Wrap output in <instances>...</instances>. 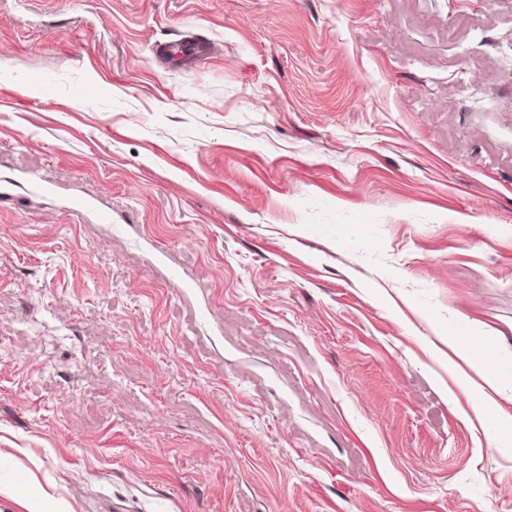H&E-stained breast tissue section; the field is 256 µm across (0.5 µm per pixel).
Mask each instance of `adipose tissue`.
Instances as JSON below:
<instances>
[{
  "label": "adipose tissue",
  "mask_w": 512,
  "mask_h": 512,
  "mask_svg": "<svg viewBox=\"0 0 512 512\" xmlns=\"http://www.w3.org/2000/svg\"><path fill=\"white\" fill-rule=\"evenodd\" d=\"M479 339L480 335L476 332L464 342L452 336L448 339V347L456 356V364L476 371V378H464L460 385L461 392L472 408L490 413L487 437L491 443L497 444L512 439V413L505 411L497 401L498 395L503 392V384L478 352Z\"/></svg>",
  "instance_id": "adipose-tissue-1"
}]
</instances>
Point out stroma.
<instances>
[{"instance_id":"obj_1","label":"stroma","mask_w":512,"mask_h":512,"mask_svg":"<svg viewBox=\"0 0 512 512\" xmlns=\"http://www.w3.org/2000/svg\"><path fill=\"white\" fill-rule=\"evenodd\" d=\"M475 328L512 0H0V512H512ZM480 332L473 331L466 342L456 337L448 338V348L456 359L448 358L463 372L465 378L460 385L466 402L476 411L489 412L492 419L486 427L487 437L493 444L512 439V414L505 411L493 394L503 393V384L498 375L488 368L486 360L477 350ZM462 364L476 371L484 384L474 382L463 370Z\"/></svg>"}]
</instances>
